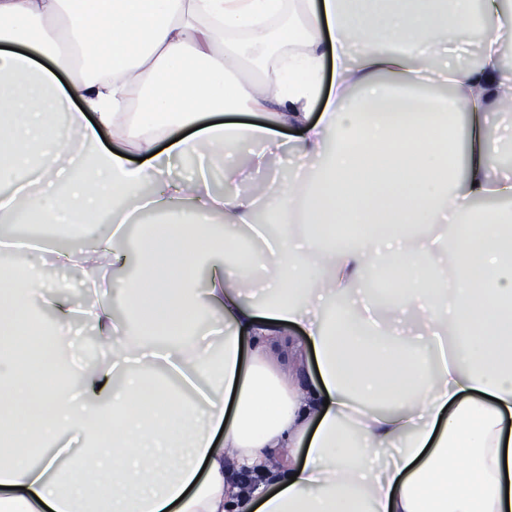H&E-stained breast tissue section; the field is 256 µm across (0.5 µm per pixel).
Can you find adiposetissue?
<instances>
[{
  "label": "adipose tissue",
  "mask_w": 512,
  "mask_h": 512,
  "mask_svg": "<svg viewBox=\"0 0 512 512\" xmlns=\"http://www.w3.org/2000/svg\"><path fill=\"white\" fill-rule=\"evenodd\" d=\"M273 36L301 52L268 73L241 42ZM510 36L512 0H0V222L138 227L62 255L91 366L65 302L31 313L42 267L0 269V512H512ZM69 327L74 336L75 345L79 347V354L85 359L98 355V350L92 342L93 332L77 314L71 316Z\"/></svg>",
  "instance_id": "obj_1"
}]
</instances>
